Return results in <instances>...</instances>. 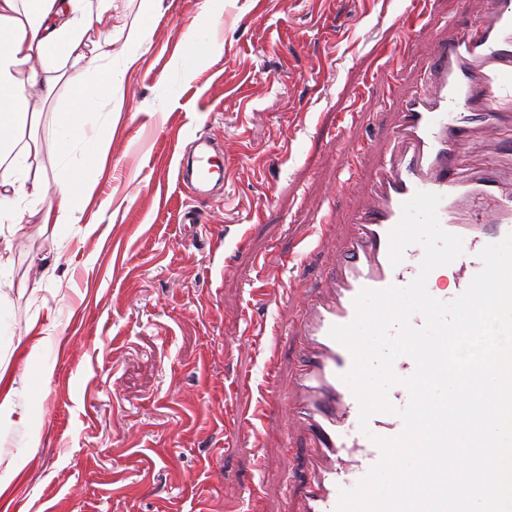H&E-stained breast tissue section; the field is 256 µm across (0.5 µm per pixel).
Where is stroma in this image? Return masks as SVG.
<instances>
[{
	"mask_svg": "<svg viewBox=\"0 0 512 512\" xmlns=\"http://www.w3.org/2000/svg\"><path fill=\"white\" fill-rule=\"evenodd\" d=\"M112 42L123 97L112 104L104 170L70 224L27 209L6 236L0 278V503L19 512H284L300 492L281 445V413L262 421L266 448L224 430L256 404L264 355L250 322L298 316L352 231L376 160L348 175L359 140L380 150L399 100L430 60L407 47L399 0H116ZM212 30L203 54L192 24ZM41 120L39 172L57 164L56 104ZM360 114L348 139L343 114ZM219 142L230 175L194 201L178 179L184 151ZM201 222L190 242L182 213ZM277 271L288 300L259 304ZM40 359L29 362L32 345Z\"/></svg>",
	"mask_w": 512,
	"mask_h": 512,
	"instance_id": "1",
	"label": "stroma"
}]
</instances>
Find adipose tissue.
<instances>
[{"instance_id":"adipose-tissue-1","label":"adipose tissue","mask_w":512,"mask_h":512,"mask_svg":"<svg viewBox=\"0 0 512 512\" xmlns=\"http://www.w3.org/2000/svg\"><path fill=\"white\" fill-rule=\"evenodd\" d=\"M115 0H0V224L22 220L20 199L41 207L46 224H69L76 211V179L101 166L112 136V114L102 108L121 92V78L101 52L112 30ZM71 71L55 72L60 62ZM67 86L58 127L53 182L31 173L37 142L24 138L32 95L53 98ZM81 158H74V147Z\"/></svg>"}]
</instances>
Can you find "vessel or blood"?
Wrapping results in <instances>:
<instances>
[{
    "label": "vessel or blood",
    "mask_w": 512,
    "mask_h": 512,
    "mask_svg": "<svg viewBox=\"0 0 512 512\" xmlns=\"http://www.w3.org/2000/svg\"><path fill=\"white\" fill-rule=\"evenodd\" d=\"M432 64L423 83L404 96L402 120L378 167L367 203L354 208L355 230L335 264L325 268L319 290L299 320L273 324L271 334L287 330L298 342L300 369L289 394L276 384L275 353L265 358L262 400L244 414L243 425L260 416L285 411L293 431L304 437L307 481L289 512H337L341 491L356 487L381 459L377 439L393 438L403 429L398 415L410 401L404 378L415 371L409 357L398 358L393 371L399 384L388 391L394 413L374 414L361 423L360 409L343 377L353 366L348 348L330 330L355 317L354 300L362 289L409 285L419 272L424 251L408 246L401 263L392 264L389 235L402 215V204L416 192L441 195V226L463 239L464 253L448 265L452 288L429 286L438 300L462 294L481 270L479 251L512 233V184L503 185V170L512 171V155L491 151L481 169L461 175L452 163L460 154L483 146L485 124L512 121L504 103L512 101V0H492V14L473 28L428 35ZM227 168L208 147L181 160L178 174L194 196L203 187L223 186Z\"/></svg>",
    "instance_id": "obj_1"
}]
</instances>
